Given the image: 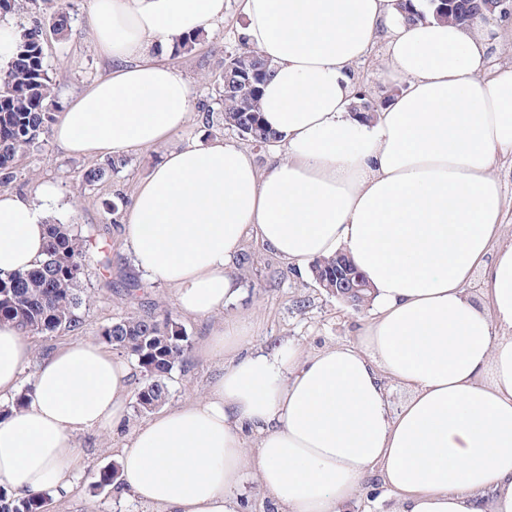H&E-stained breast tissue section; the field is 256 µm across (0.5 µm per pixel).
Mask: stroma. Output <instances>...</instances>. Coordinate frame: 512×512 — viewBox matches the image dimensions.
<instances>
[{"instance_id":"35a3bbf8","label":"stroma","mask_w":512,"mask_h":512,"mask_svg":"<svg viewBox=\"0 0 512 512\" xmlns=\"http://www.w3.org/2000/svg\"><path fill=\"white\" fill-rule=\"evenodd\" d=\"M62 7L70 16V26L60 36L48 28L47 22ZM6 18L21 28L43 25L44 61L55 87V110H62L92 81L107 76L112 69L111 63L95 49L88 0H15ZM244 21L242 0H224L223 22L200 35L191 51L178 48L171 55V62L190 79L198 103L216 104L223 60L238 50V29ZM163 153L160 147L133 152L120 172L93 186L86 184L85 176L102 165V157L69 155L52 133L42 135L19 158L10 190L33 198L43 183L54 184L58 199L51 210L50 223L70 225L91 239L80 283L81 290L90 296L86 306L79 310L82 325L74 331L62 329L31 336L35 359H43L73 341H100L104 327L137 313H171L193 346L209 335L214 318L181 314L171 288L143 282L133 297L123 288L124 283L141 277L124 253L123 217L138 186ZM109 203L116 205L115 213L106 212ZM102 248L112 260L110 267H102L99 262L98 251ZM234 268L245 294L226 308L223 316H238L251 323L253 332L246 349L265 347L280 338L293 340L311 352L328 345H351L357 342L370 318L369 306L355 307L329 294L312 277L289 267L254 236L245 238ZM220 370L218 361L188 355L166 378L170 391L168 406L204 396ZM146 419V414L132 409L119 430L91 428L79 432L76 441L84 452L87 468L76 478L71 493L62 496L48 491V512H154L153 507L121 495L116 487L98 485L100 472L115 466L119 448Z\"/></svg>"}]
</instances>
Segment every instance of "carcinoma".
<instances>
[{
	"instance_id": "obj_1",
	"label": "carcinoma",
	"mask_w": 512,
	"mask_h": 512,
	"mask_svg": "<svg viewBox=\"0 0 512 512\" xmlns=\"http://www.w3.org/2000/svg\"><path fill=\"white\" fill-rule=\"evenodd\" d=\"M436 15L465 24L487 6V0H433ZM271 65L251 48L224 59L221 78L222 127L243 140L268 147L275 136L259 114L262 87ZM53 87L44 67L43 31L38 25L21 31L16 53L0 77V185L14 179L15 159L44 134L53 120ZM124 165L109 159L90 171L92 184ZM87 240L65 224H48L44 258L27 272L0 277V323H11L25 334L53 332L61 327L80 328L78 311L85 303L78 281L84 273ZM101 338L133 358L145 381L135 392L138 412H150L169 397L166 376L189 350L188 337L167 313L163 316L124 317L105 327ZM0 512H46L43 495L28 499L13 496L0 486Z\"/></svg>"
}]
</instances>
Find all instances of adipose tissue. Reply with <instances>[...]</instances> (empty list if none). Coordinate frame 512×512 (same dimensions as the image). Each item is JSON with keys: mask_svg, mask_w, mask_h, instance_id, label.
I'll return each mask as SVG.
<instances>
[{"mask_svg": "<svg viewBox=\"0 0 512 512\" xmlns=\"http://www.w3.org/2000/svg\"><path fill=\"white\" fill-rule=\"evenodd\" d=\"M411 5L413 21L400 0H243L238 38L275 70L262 171L233 141L172 143L195 98L167 52L223 21L224 0H91L112 71L53 135L86 156L165 147L124 217L134 267L200 318L239 298L250 234L298 269L345 253L374 289L349 346L284 340L244 355L250 323L215 324L198 348L223 364L207 395L153 415L118 451L120 490L157 512H239L252 476L275 512H343L374 474L395 512H512V239L492 172L512 156V65L482 73L496 27ZM380 41L392 96L367 117L352 66ZM54 198L49 184L35 201L0 192V276L43 259ZM477 272L480 297L465 289ZM32 357L1 323L0 485L20 497L70 492L85 465L76 432L119 426L132 397L131 364L102 345ZM392 381L406 393L396 409Z\"/></svg>", "mask_w": 512, "mask_h": 512, "instance_id": "ef3b65f1", "label": "adipose tissue"}]
</instances>
